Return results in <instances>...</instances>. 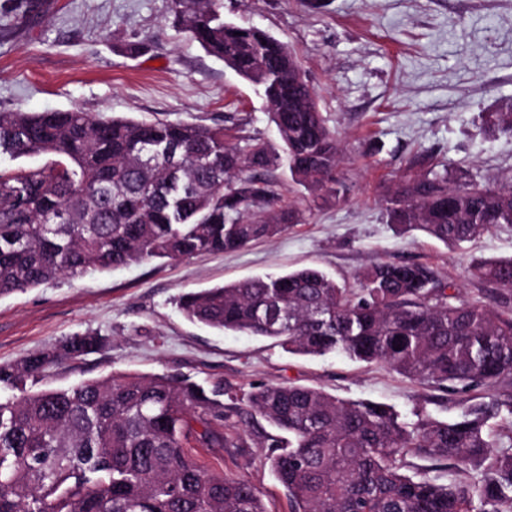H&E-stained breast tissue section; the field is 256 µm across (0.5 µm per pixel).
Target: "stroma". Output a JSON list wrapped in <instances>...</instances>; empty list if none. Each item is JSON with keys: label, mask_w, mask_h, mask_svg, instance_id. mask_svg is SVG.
<instances>
[{"label": "stroma", "mask_w": 512, "mask_h": 512, "mask_svg": "<svg viewBox=\"0 0 512 512\" xmlns=\"http://www.w3.org/2000/svg\"><path fill=\"white\" fill-rule=\"evenodd\" d=\"M224 16L269 31L296 57L336 133L343 198L314 202L283 165L277 191L299 220L280 236L231 253L61 276L0 297V366L90 333L108 346L58 363L27 390L115 372L169 374L240 392L317 387L392 405L408 419L420 410L453 419L458 407L446 395L385 365L295 356L268 339L225 335L185 319L175 299L304 266L353 287L363 269L386 261L427 268L455 300L512 308L501 287L469 275L477 260L512 256V226L447 245L396 233L386 214L389 189L431 169L460 185L512 183V135L490 122L512 110V0H224ZM15 109L211 126L231 113L237 139L278 142L256 88L181 30L169 0H32L21 15L13 0H0V110ZM200 456L211 472L251 482L268 512H289L265 449L204 448Z\"/></svg>", "instance_id": "35a3bbf8"}]
</instances>
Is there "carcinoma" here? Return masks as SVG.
<instances>
[{
	"label": "carcinoma",
	"instance_id": "cac0c4a2",
	"mask_svg": "<svg viewBox=\"0 0 512 512\" xmlns=\"http://www.w3.org/2000/svg\"><path fill=\"white\" fill-rule=\"evenodd\" d=\"M183 31L263 96L282 152L231 141L222 125L144 122L86 112L0 111V297L60 275L274 238L298 219L269 173L286 158L319 199L338 198L340 149L288 46L224 19V0H170ZM45 155L42 166L4 165ZM387 220L461 244L512 225V185L453 184L430 170L396 188ZM477 280L512 292V257L477 262ZM347 288L304 267L181 294L187 320L275 340L288 353L382 363L448 393L451 421L345 400L321 389L257 385L208 391L184 377L113 374L27 392L65 359L105 348L76 333L0 367L19 394L0 399V512H267L249 481L209 472L193 448H266L290 512H512V312L448 301L426 268L379 262ZM228 396L224 403L221 396ZM260 415L275 431L238 425ZM409 456L445 462L464 479L409 473Z\"/></svg>",
	"mask_w": 512,
	"mask_h": 512
}]
</instances>
